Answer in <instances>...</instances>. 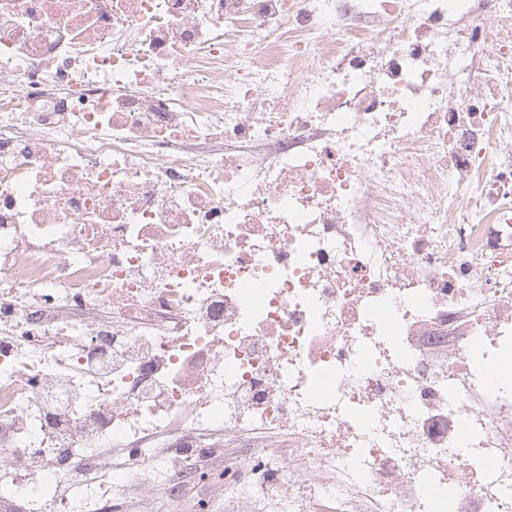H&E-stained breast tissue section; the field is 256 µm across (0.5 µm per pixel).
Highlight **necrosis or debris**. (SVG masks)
Segmentation results:
<instances>
[{
  "label": "necrosis or debris",
  "mask_w": 512,
  "mask_h": 512,
  "mask_svg": "<svg viewBox=\"0 0 512 512\" xmlns=\"http://www.w3.org/2000/svg\"><path fill=\"white\" fill-rule=\"evenodd\" d=\"M254 455L512 512V0H0V512Z\"/></svg>",
  "instance_id": "obj_1"
}]
</instances>
